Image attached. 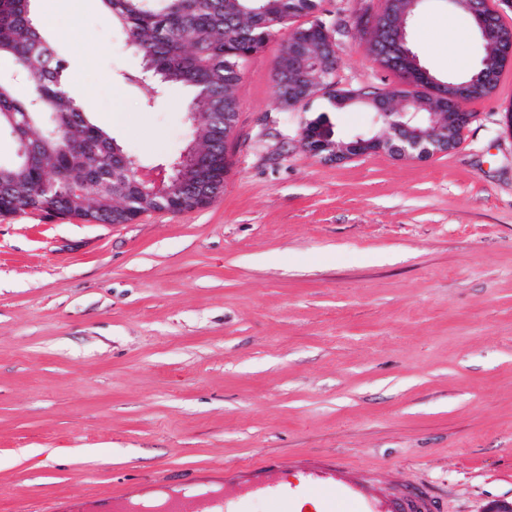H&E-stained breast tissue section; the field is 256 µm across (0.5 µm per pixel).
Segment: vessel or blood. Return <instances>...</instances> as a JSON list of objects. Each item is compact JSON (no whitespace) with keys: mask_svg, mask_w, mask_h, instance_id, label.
Listing matches in <instances>:
<instances>
[{"mask_svg":"<svg viewBox=\"0 0 512 512\" xmlns=\"http://www.w3.org/2000/svg\"><path fill=\"white\" fill-rule=\"evenodd\" d=\"M310 498L319 501L320 512H441L438 496L424 485L385 489L340 459L287 466L275 458L226 475L220 489L197 482L173 492L160 483L150 497L102 500L99 512H249L255 499L266 512H297L298 503Z\"/></svg>","mask_w":512,"mask_h":512,"instance_id":"obj_1","label":"vessel or blood"}]
</instances>
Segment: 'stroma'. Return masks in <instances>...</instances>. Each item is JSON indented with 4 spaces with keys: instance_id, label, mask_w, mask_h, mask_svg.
Segmentation results:
<instances>
[{
    "instance_id": "stroma-1",
    "label": "stroma",
    "mask_w": 512,
    "mask_h": 512,
    "mask_svg": "<svg viewBox=\"0 0 512 512\" xmlns=\"http://www.w3.org/2000/svg\"><path fill=\"white\" fill-rule=\"evenodd\" d=\"M84 111L145 167L191 138L189 93L155 108L142 55L99 0H34ZM384 0H322L337 88H402L368 50ZM288 29L242 68L231 168L204 207L132 224L0 214V512L190 483L218 466L340 456L443 512L512 501V62L452 151L328 160L303 129L370 113L274 102ZM421 65L485 56L470 18L423 0ZM465 69L449 67L450 56Z\"/></svg>"
}]
</instances>
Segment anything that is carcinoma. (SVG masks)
I'll list each match as a JSON object with an SVG mask.
<instances>
[{
  "instance_id": "obj_1",
  "label": "carcinoma",
  "mask_w": 512,
  "mask_h": 512,
  "mask_svg": "<svg viewBox=\"0 0 512 512\" xmlns=\"http://www.w3.org/2000/svg\"><path fill=\"white\" fill-rule=\"evenodd\" d=\"M112 22L119 25L132 47L142 53L146 72L131 74L127 80L143 87L144 106L151 108L169 85L187 87L192 98L187 111L197 114L193 140L202 150L210 148L214 134H224L239 111L234 95L244 63L263 48L273 29L291 32L284 54H307L319 61L330 59L335 68V50L326 48L323 21L315 19L295 25L297 18L318 11V0H100ZM413 14L411 0H385L386 18L379 42L387 68L405 70L401 46L391 25L401 11ZM0 58L10 60L28 76L30 90L22 95L15 85L0 78V131L7 130L17 143V154L0 159V213L17 209L68 211L66 194L70 181L89 183L87 196L78 210L102 224H132L143 209L145 194L134 170L138 157L126 154L128 166L112 160V134L99 126L77 104L65 82L64 60L54 44L34 23L32 0H0ZM335 74L324 85L290 86L275 93L276 104L294 107L306 104L318 92L327 95L337 110L358 108L378 115L377 123L389 135L402 121V112H420L422 145L448 130V147L461 141V128L449 122L456 108L448 104V81L436 83L432 73L404 78L405 87L391 92L355 91L335 88ZM384 96L390 106L378 113L368 96ZM306 145L316 151L326 142L337 153L351 151L361 142L373 150L386 139L376 133L342 140L325 116L309 121L304 129ZM120 170L123 187L112 191L113 169ZM230 162L221 149L212 152L205 179L193 195L157 198L154 208L183 209L209 202L225 180Z\"/></svg>"
}]
</instances>
